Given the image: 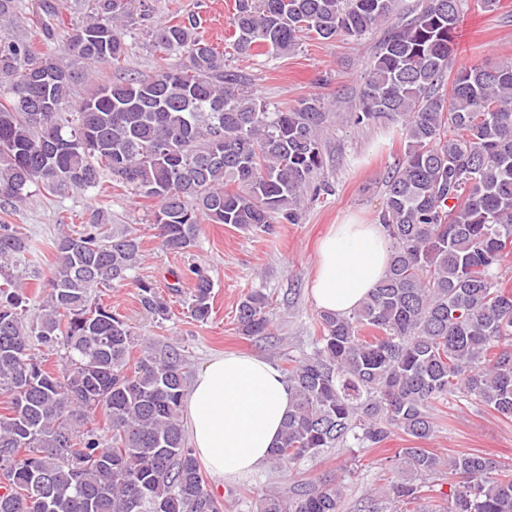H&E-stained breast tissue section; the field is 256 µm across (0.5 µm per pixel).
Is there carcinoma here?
I'll return each instance as SVG.
<instances>
[{"label": "carcinoma", "mask_w": 512, "mask_h": 512, "mask_svg": "<svg viewBox=\"0 0 512 512\" xmlns=\"http://www.w3.org/2000/svg\"><path fill=\"white\" fill-rule=\"evenodd\" d=\"M237 0L234 50L284 55L301 37L358 39L381 28L349 118L400 129L404 153L386 180L378 215L390 241L385 277L348 315L323 313L310 354L286 368L295 404L271 459L292 467L352 441L376 448L396 433H434L435 405L465 400L512 419V288L500 268L512 249V62L454 66L462 0ZM65 26L56 0H38L36 28L61 36L66 55L38 52L0 28V209L44 190L64 196L107 173L157 202L160 245L191 249L201 224L268 233L297 224L300 202L325 167L330 113L323 99L270 109L224 70V53L193 16L151 30L161 51L188 64L95 82L90 66L129 54L124 0H91ZM18 19L0 0V25ZM55 263L32 321V298L13 261L29 250L0 222V512H224L186 441L183 360L132 331L96 299L142 262L140 236L108 231L102 216L52 242ZM139 305L167 321L171 307L145 281ZM214 284L194 272L190 317L205 323ZM268 296L237 305L244 336L266 333ZM371 331L363 336L361 332ZM60 352L46 367L35 353ZM139 356L131 359L134 348ZM395 480L363 512H401L450 483L446 512H512V475L482 453L447 460L400 448ZM343 482L302 480L265 494L256 512H340Z\"/></svg>", "instance_id": "cac0c4a2"}]
</instances>
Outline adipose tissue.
<instances>
[{
    "instance_id": "1",
    "label": "adipose tissue",
    "mask_w": 512,
    "mask_h": 512,
    "mask_svg": "<svg viewBox=\"0 0 512 512\" xmlns=\"http://www.w3.org/2000/svg\"><path fill=\"white\" fill-rule=\"evenodd\" d=\"M389 261L382 224L331 225L319 242L311 284L317 309L349 314L385 277ZM292 406L287 380L267 360L215 357L196 374L187 398L193 452L217 480L255 473L268 463Z\"/></svg>"
}]
</instances>
